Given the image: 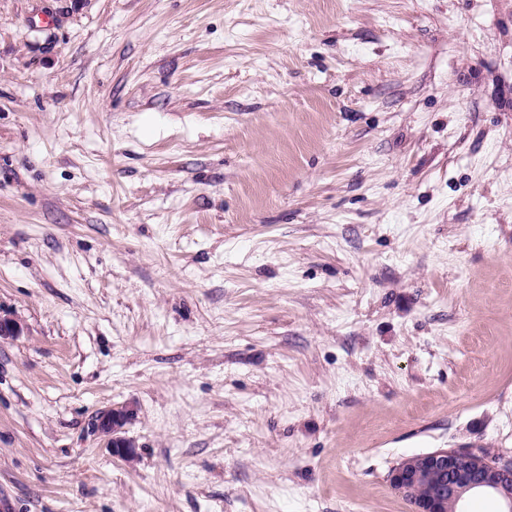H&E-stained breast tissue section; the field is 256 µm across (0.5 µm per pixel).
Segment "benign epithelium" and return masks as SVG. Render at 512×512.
I'll return each mask as SVG.
<instances>
[{
  "mask_svg": "<svg viewBox=\"0 0 512 512\" xmlns=\"http://www.w3.org/2000/svg\"><path fill=\"white\" fill-rule=\"evenodd\" d=\"M21 334L11 317L0 316V341ZM136 414L129 403L99 412L93 427L103 446L125 460L134 457L135 442L126 426ZM391 488L411 506V512H448V499L459 502L465 492L488 488L512 512V458L501 460L483 449L439 448L397 462L388 473Z\"/></svg>",
  "mask_w": 512,
  "mask_h": 512,
  "instance_id": "1",
  "label": "benign epithelium"
}]
</instances>
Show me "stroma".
I'll return each instance as SVG.
<instances>
[{
	"label": "stroma",
	"mask_w": 512,
	"mask_h": 512,
	"mask_svg": "<svg viewBox=\"0 0 512 512\" xmlns=\"http://www.w3.org/2000/svg\"><path fill=\"white\" fill-rule=\"evenodd\" d=\"M0 314V512L512 458V0H0ZM136 414L133 405L129 403L113 405L111 408L99 412L93 427L103 442L104 448L114 455L125 460L134 457L136 448L134 440L126 435V426L131 423Z\"/></svg>",
	"instance_id": "stroma-1"
}]
</instances>
